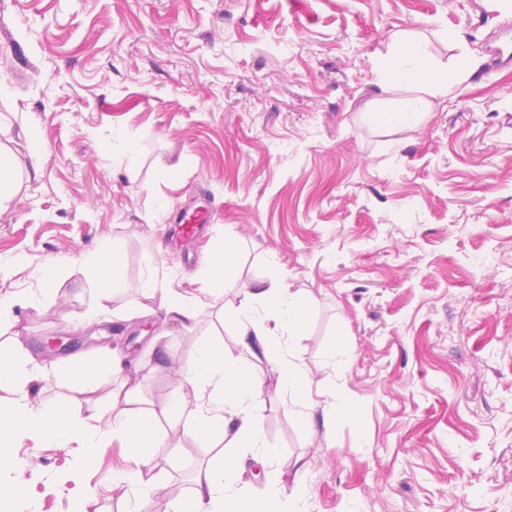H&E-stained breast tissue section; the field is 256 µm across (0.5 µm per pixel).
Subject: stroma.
Wrapping results in <instances>:
<instances>
[{
	"label": "stroma",
	"instance_id": "35a3bbf8",
	"mask_svg": "<svg viewBox=\"0 0 512 512\" xmlns=\"http://www.w3.org/2000/svg\"><path fill=\"white\" fill-rule=\"evenodd\" d=\"M401 29L435 70L468 71L414 127L376 118L426 96L389 51ZM510 32L512 0H0V148L16 186L0 207V354L30 359L28 403L106 407V391L52 374L117 351L163 405L196 343L242 356L221 309L279 283L310 305L276 339L310 398L243 356L263 394L239 486L282 479L279 512H512V68L488 66ZM206 199L180 263L172 218ZM227 237L235 271L213 286L211 247ZM105 239L121 267L111 312L91 318L82 268ZM151 274L197 299L192 329L145 296ZM10 450L0 487L24 491L7 512L132 506L113 482L131 466L118 442L17 435ZM215 454L163 426L149 512L189 500Z\"/></svg>",
	"mask_w": 512,
	"mask_h": 512
}]
</instances>
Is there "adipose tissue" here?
Segmentation results:
<instances>
[{"instance_id":"obj_1","label":"adipose tissue","mask_w":512,"mask_h":512,"mask_svg":"<svg viewBox=\"0 0 512 512\" xmlns=\"http://www.w3.org/2000/svg\"><path fill=\"white\" fill-rule=\"evenodd\" d=\"M391 47L393 53L413 60L429 96L414 101L406 111L380 113L379 120L388 126H410L430 111L432 97L447 94L448 77L418 56L411 32L392 33ZM118 269L119 259L111 244H102L96 258L86 267L88 282L95 291L93 315L109 312L112 282ZM145 286L159 293L160 306L171 321L186 329L196 323L200 311L193 297L154 279L146 281ZM258 304L266 307L268 319L249 317V310ZM306 316V304L288 289L275 285L248 291L238 307L224 313L225 321L237 331L239 345L255 359L266 362L276 374L278 391L296 397L304 395L308 377L292 359L274 349L271 341L279 331L296 333ZM122 364L120 357L112 356L90 370L71 364L53 373L56 383L82 393L109 387V399L116 412L106 427L98 425L101 413H94L88 423L69 409L50 402L34 408L22 404L15 410L0 412V468L15 467L9 441L17 434L63 447L81 442L91 448L97 441L111 438L132 451L131 466L117 475V483L129 486L136 500L144 501L148 496L144 471L151 465L149 450L158 441L149 423L155 414L154 401L141 381L123 376ZM260 396V391L250 383L246 368L237 357L225 353L223 343L202 342L192 348L178 369V380L162 413L167 418L187 415L188 434L225 445L226 451L197 471L191 501L185 506L176 505L174 512H277L284 491L279 483H270L262 495L245 501L235 490L240 449L259 446L255 404Z\"/></svg>"}]
</instances>
